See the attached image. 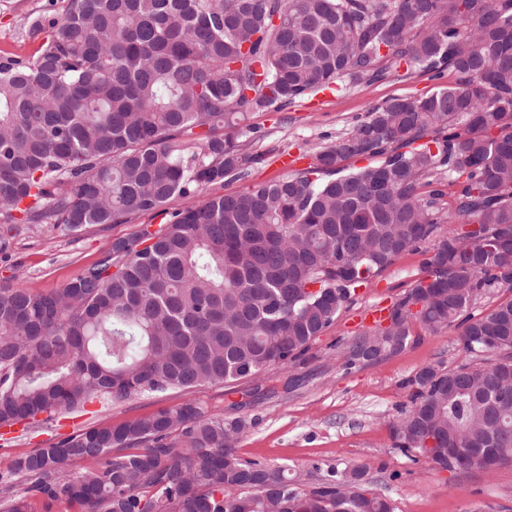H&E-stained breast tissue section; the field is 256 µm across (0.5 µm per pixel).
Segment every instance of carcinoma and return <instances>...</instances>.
I'll list each match as a JSON object with an SVG mask.
<instances>
[{
    "label": "carcinoma",
    "mask_w": 512,
    "mask_h": 512,
    "mask_svg": "<svg viewBox=\"0 0 512 512\" xmlns=\"http://www.w3.org/2000/svg\"><path fill=\"white\" fill-rule=\"evenodd\" d=\"M403 63L455 80L371 108L307 169L219 193L264 161L239 141L250 114ZM358 156L376 162L343 165ZM445 179L474 229L438 240L382 344L463 326L477 363L421 368L392 422L396 449L455 473L458 439L473 468L487 448L512 460V299L471 313L512 289V0H67L35 59L0 57V253L32 224H129L207 196L61 288L0 285V429L294 367L444 223ZM371 346L357 337L345 364L378 361ZM247 428L188 401L82 429L0 462V512L61 495L80 512H395L365 465L304 492L298 471L241 458Z\"/></svg>",
    "instance_id": "cac0c4a2"
}]
</instances>
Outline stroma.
<instances>
[{
    "label": "stroma",
    "mask_w": 512,
    "mask_h": 512,
    "mask_svg": "<svg viewBox=\"0 0 512 512\" xmlns=\"http://www.w3.org/2000/svg\"><path fill=\"white\" fill-rule=\"evenodd\" d=\"M65 7L66 0H0V56L34 58L44 36L30 32V21L60 17ZM454 79L449 72L443 81ZM440 82L401 68L372 83L343 81L287 108L254 114L251 123L257 131L246 138V148L265 161L243 177L225 179V193L309 167L313 151L349 135L369 108L392 98L426 97ZM166 220L163 214H146L129 224H93L76 232L32 225L14 240L8 259L0 258V283L12 277L36 289L63 287L102 258L115 240ZM433 245V239H426L370 286L358 288L294 369L275 367L255 379L137 395L106 410L94 403L85 412L60 416L50 427L15 432L8 442L0 439V457L46 447L89 426L120 423L192 401L212 414L250 419L236 445L238 455L304 472L305 488L320 483L329 467L365 464L369 488L390 499L395 512H512V461L490 473H451L424 459L411 461L394 447L391 423L410 403L409 379L427 365L448 369L469 363L459 324L419 329L416 343L370 365L348 370L338 357L361 332L372 330L365 318L371 308L391 307L421 277Z\"/></svg>",
    "instance_id": "1"
}]
</instances>
